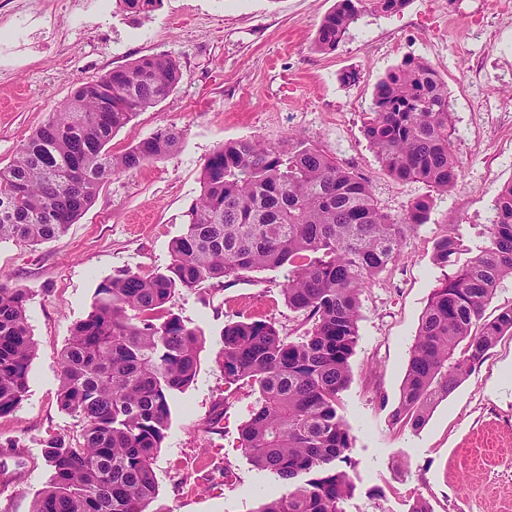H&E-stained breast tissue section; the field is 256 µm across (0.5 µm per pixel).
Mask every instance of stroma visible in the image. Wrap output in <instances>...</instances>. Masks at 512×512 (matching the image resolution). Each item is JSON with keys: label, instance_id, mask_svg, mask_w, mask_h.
<instances>
[{"label": "stroma", "instance_id": "stroma-1", "mask_svg": "<svg viewBox=\"0 0 512 512\" xmlns=\"http://www.w3.org/2000/svg\"><path fill=\"white\" fill-rule=\"evenodd\" d=\"M336 0H162L151 17L119 0H0V166L75 83L142 56L175 59L182 79L158 106L112 139L120 152L157 128L182 129L171 155L113 176L95 203L57 239L0 243V276L30 294L27 317L37 343L28 391L0 417V469L12 477L0 512H30L50 480L42 442L73 436L77 417L61 411L58 353L91 311L98 285L117 271H161L170 244L200 194L206 158L227 141L270 145L300 134L367 177L381 208L403 215L417 198L433 203L427 224L407 234L399 260L361 293L351 381L340 395L353 436L346 469L356 485L345 512H409L427 499L433 512H512V337L418 431L395 424L419 319L445 270L432 261L445 225L467 245L492 220L491 204L512 182V0H408L392 14L365 12L336 51L314 39ZM423 59L448 87L461 179L439 194L399 183L381 167L363 128L376 84L403 59ZM285 270H258L176 294L170 308L204 340L194 382L175 395L155 463L158 495L149 512H256L283 488L256 470L239 446L249 388L225 392L219 351L224 327L244 318L303 331L289 310ZM222 410L217 433L203 428ZM404 461L396 469L395 461Z\"/></svg>", "mask_w": 512, "mask_h": 512}]
</instances>
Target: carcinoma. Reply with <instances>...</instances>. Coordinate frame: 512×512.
<instances>
[{
  "instance_id": "1",
  "label": "carcinoma",
  "mask_w": 512,
  "mask_h": 512,
  "mask_svg": "<svg viewBox=\"0 0 512 512\" xmlns=\"http://www.w3.org/2000/svg\"><path fill=\"white\" fill-rule=\"evenodd\" d=\"M122 2L148 17L161 0ZM406 2L336 0L319 25L315 49L336 50L364 12L391 14ZM181 79L174 59L143 56L76 82L63 107L0 167V242L39 245L60 237L112 176L172 154L182 140L173 126L120 153L110 143ZM364 135L393 180L445 194L457 189L448 88L427 61L405 58L378 82ZM431 208L426 196L401 217L383 211L364 177L301 136L281 146L251 138L218 146L203 164L201 193L185 231L171 242L167 269H126L102 281L92 311L73 326L59 358L58 403L79 419L80 431L43 441L51 479L30 512H148L170 402L194 382L202 344L168 303L205 282L221 285L283 267L285 302L311 327L292 339L262 319L226 324L224 385L256 391L240 448L285 489L256 512H344L355 485L341 468L352 435L339 395L351 379L359 296L398 260L401 241L427 223ZM492 212L475 250L455 225L436 238L433 262L454 270L425 306L392 411L394 422L413 430L502 337L512 336V305L485 316L496 289L512 278V182ZM29 300L25 289L0 277V417L17 409L28 388L36 351Z\"/></svg>"
}]
</instances>
